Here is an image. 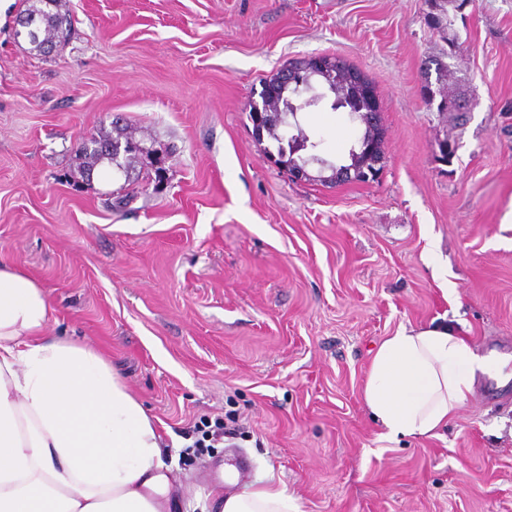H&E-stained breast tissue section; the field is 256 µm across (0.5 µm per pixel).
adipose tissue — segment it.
Instances as JSON below:
<instances>
[{"mask_svg": "<svg viewBox=\"0 0 512 512\" xmlns=\"http://www.w3.org/2000/svg\"><path fill=\"white\" fill-rule=\"evenodd\" d=\"M49 298L0 258V512H171L153 418L94 349L48 333ZM489 368L466 338L399 328L362 391L380 439L434 435ZM218 512H297L273 475L220 496Z\"/></svg>", "mask_w": 512, "mask_h": 512, "instance_id": "adipose-tissue-1", "label": "adipose tissue"}]
</instances>
